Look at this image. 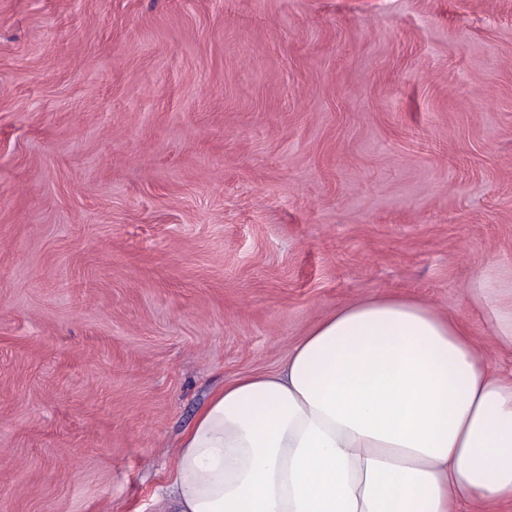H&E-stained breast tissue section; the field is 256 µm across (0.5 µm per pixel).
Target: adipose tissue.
<instances>
[{"instance_id":"1","label":"adipose tissue","mask_w":512,"mask_h":512,"mask_svg":"<svg viewBox=\"0 0 512 512\" xmlns=\"http://www.w3.org/2000/svg\"><path fill=\"white\" fill-rule=\"evenodd\" d=\"M479 512L512 502V378L413 297L338 308L279 371L216 392L158 512Z\"/></svg>"}]
</instances>
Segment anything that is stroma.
<instances>
[{
    "instance_id": "35a3bbf8",
    "label": "stroma",
    "mask_w": 512,
    "mask_h": 512,
    "mask_svg": "<svg viewBox=\"0 0 512 512\" xmlns=\"http://www.w3.org/2000/svg\"><path fill=\"white\" fill-rule=\"evenodd\" d=\"M512 301V0H0V512H155L210 395L374 294Z\"/></svg>"
}]
</instances>
